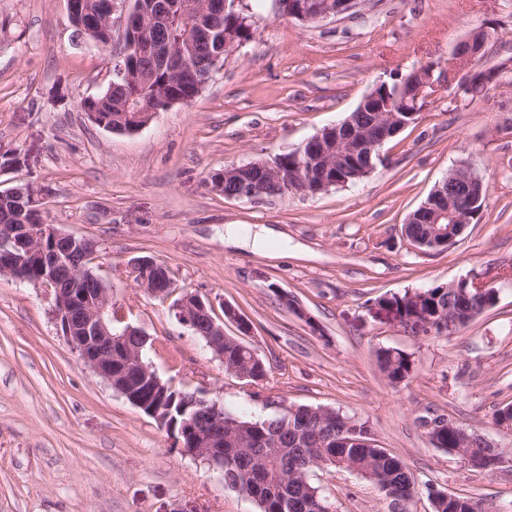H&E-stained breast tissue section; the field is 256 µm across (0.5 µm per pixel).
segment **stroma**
I'll return each mask as SVG.
<instances>
[{"mask_svg":"<svg viewBox=\"0 0 512 512\" xmlns=\"http://www.w3.org/2000/svg\"><path fill=\"white\" fill-rule=\"evenodd\" d=\"M254 37L188 105L157 112L134 133L99 128L80 103L106 92L113 36L77 37L65 0H0V191L44 189L46 223L96 241L93 270L149 336L143 357L175 388L207 391L249 419L278 401L366 422L416 482L409 512H432L429 488L512 512V461L491 471L435 448L421 421L446 415L512 451L494 412L512 404V69L483 97L441 89L381 149L361 182L259 202L225 198L210 177L294 149L353 112L377 82L427 63L444 70L456 44L494 29L476 69L512 57V0H364L320 23L243 0ZM483 177L486 199L446 250H420L402 226L459 162ZM269 228L282 241L244 247L224 229ZM164 262L175 293L232 306L245 342L266 363L249 385L180 325L171 300L147 296L132 261ZM497 304L449 335H415L382 298L475 274ZM54 292L0 277V512H259L165 430L82 365L53 316ZM397 348L413 369L398 384L376 352ZM312 482L334 512H390L379 488L335 468Z\"/></svg>","mask_w":512,"mask_h":512,"instance_id":"stroma-1","label":"stroma"}]
</instances>
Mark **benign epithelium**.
I'll return each instance as SVG.
<instances>
[{"label": "benign epithelium", "instance_id": "obj_1", "mask_svg": "<svg viewBox=\"0 0 512 512\" xmlns=\"http://www.w3.org/2000/svg\"><path fill=\"white\" fill-rule=\"evenodd\" d=\"M361 0H340L335 7L321 5L316 0H300L288 17H296L302 22H320L356 10ZM67 15L82 19L81 29L92 31L114 27L116 0H100L95 8L89 9L85 0H66ZM123 31L121 59L139 55L151 43L149 30L143 17L140 2L134 0L131 6L119 16ZM476 54L458 43L452 59L448 61L447 87L455 82V73L462 70L461 62H470ZM415 92L419 98H431L440 90L434 79V69L417 72ZM392 113H380L371 129L363 136L346 140V151L354 156L375 157L384 160L381 148L384 143L398 133ZM255 166L266 173L262 181H257L242 172ZM282 159L271 158L242 165H229L224 168V176L211 183L212 190L224 194V180L239 177L236 200L255 202L267 197L271 192L286 191L288 180L282 179ZM448 181L438 184L437 202L423 205L431 210L435 220L434 233H446L440 221L448 218L444 203L449 200ZM42 190L28 187L11 188L0 192V198H20V208L41 212L39 200ZM76 245H86L83 265L76 274H92L89 269L96 246L86 237H76L59 230L53 224H8L0 225V275L31 283L38 287L55 285L57 269L69 262L70 249ZM134 266L145 270L138 278L137 287L150 297H165L171 294L172 285L165 275V267L152 258H139ZM34 268L32 278L21 275V270ZM100 287L94 291L54 289V316L61 335L68 346L77 354L78 360L88 367L102 381L112 387L128 402L154 418L159 426L169 434L175 447L185 455L204 459L209 466L224 469V455L214 452L224 447V406L220 401L208 397L205 392L196 393L200 411L213 415V429L209 433L195 432L194 418L182 422L180 430L170 423L167 407L168 393L173 386L161 379L151 366L143 361L142 352L148 337L137 326L124 322V317L116 311L112 302V286L101 277H96ZM176 320L188 330L198 329L199 324L211 325L212 334L208 337V347L219 358H224V324L217 322L213 304L196 293L186 292L172 304Z\"/></svg>", "mask_w": 512, "mask_h": 512}]
</instances>
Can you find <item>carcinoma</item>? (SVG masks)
I'll list each match as a JSON object with an SVG mask.
<instances>
[{
	"instance_id": "carcinoma-1",
	"label": "carcinoma",
	"mask_w": 512,
	"mask_h": 512,
	"mask_svg": "<svg viewBox=\"0 0 512 512\" xmlns=\"http://www.w3.org/2000/svg\"><path fill=\"white\" fill-rule=\"evenodd\" d=\"M230 7L202 17L199 0H142L146 12L155 17L153 44L167 49L164 54L139 60L133 78L112 88L108 96L96 98L100 114L123 115L125 125L136 123V115L150 108H166L167 98L193 100L198 85L210 80L207 72L197 77L177 78V71L186 57L204 59L227 46L247 42L252 37L248 15L240 8ZM389 91L403 102L397 115L408 123L424 102L416 100L412 82L400 74L381 82L378 92ZM374 120L369 107H356L344 120L338 137L344 139L355 130H363ZM288 161L285 172L288 178L302 171L308 186L322 181L338 187L353 185L370 173L368 162L350 155L336 157L327 165V159H316L303 150L301 156L289 150L281 153ZM429 213L419 220L404 225L406 237L417 247L426 250L442 249L444 245L426 242L429 231ZM381 303L400 316V322L413 333H420L417 321L445 313L460 328L493 307L496 298L484 295L464 284L437 285L423 290L406 291L384 298ZM379 365L392 382L406 379L412 368L409 355L399 349H381L377 352ZM224 369L243 372L248 382L257 384L265 380L267 366L262 358L239 337L224 336ZM352 417L338 410L321 418L308 407L299 406L297 412H282L263 419H246L228 411L224 412V481L234 490L251 497L260 512H326L327 500L310 479L314 457L327 458L353 469L362 478L376 484L390 502H409L415 494L413 478L405 463L397 456L374 444L368 436L366 424L355 421L360 433L357 441H348L341 433L345 421ZM431 444L447 453L462 449L472 458L483 462L494 459L496 449L468 436L448 429L430 437ZM432 512H485L483 504L469 496L455 495L448 500L445 491L431 493Z\"/></svg>"
}]
</instances>
